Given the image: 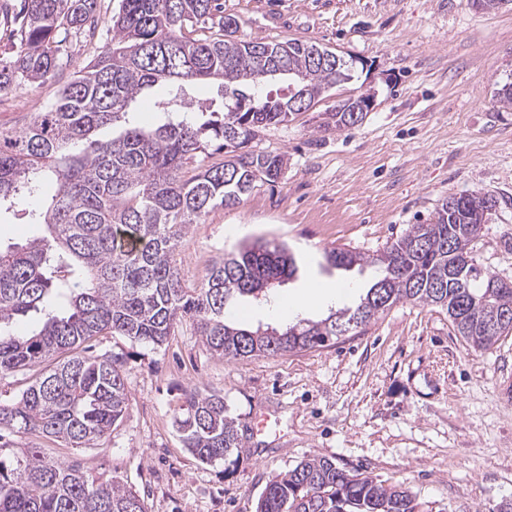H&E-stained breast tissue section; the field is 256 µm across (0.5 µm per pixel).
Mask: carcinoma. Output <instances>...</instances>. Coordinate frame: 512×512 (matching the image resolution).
Instances as JSON below:
<instances>
[{
  "instance_id": "obj_1",
  "label": "carcinoma",
  "mask_w": 512,
  "mask_h": 512,
  "mask_svg": "<svg viewBox=\"0 0 512 512\" xmlns=\"http://www.w3.org/2000/svg\"><path fill=\"white\" fill-rule=\"evenodd\" d=\"M94 61L65 81L54 103L18 134L0 136V212L43 224L48 235L0 246V375L45 365L21 398L0 402V430L39 433L84 447L101 440L128 410L125 362L89 355L102 334L159 346L184 320L227 360L321 348L342 332L365 329L401 301L440 307L470 347L487 351L512 333V281L484 270L468 227L481 229L491 201L451 195L432 222L415 224L370 258L346 248L323 252L326 266L348 271L362 262L383 269L386 299L375 286L359 303L318 321L282 330L240 327L231 320L245 297L269 296L268 284L296 278L300 260L284 243L258 238L216 263L200 288L182 281L174 256L188 229L216 206L238 205L257 183H274L288 164L282 153L252 148L257 133L284 124L294 94L259 99L255 88L288 81L319 102L354 78L353 63L317 44L266 41L241 34L222 0H118ZM97 0H0V34L12 60L0 62V94L14 84L57 79L67 66L65 43L93 37L102 24ZM331 57L313 62L314 52ZM287 70L259 77L262 62ZM223 89L212 120L193 107L186 86ZM162 88L165 121L145 126L130 108L147 89ZM118 122L108 140L94 133ZM224 153L209 162L210 148ZM190 159L196 168L185 170ZM58 186L46 208L24 207L44 180ZM34 312L41 327L15 337L14 320ZM176 431L200 463L224 460L241 434L224 397L185 394ZM0 512H146L143 499L118 480L100 481L39 449L0 457ZM255 512H417L413 495L331 459H306L274 476Z\"/></svg>"
}]
</instances>
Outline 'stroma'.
<instances>
[{
	"label": "stroma",
	"instance_id": "stroma-1",
	"mask_svg": "<svg viewBox=\"0 0 512 512\" xmlns=\"http://www.w3.org/2000/svg\"><path fill=\"white\" fill-rule=\"evenodd\" d=\"M224 11L247 37L306 40L362 64L343 90L259 133L254 148L286 154L288 166L190 226L176 255L186 285L202 286L244 240L283 241L305 266L275 294L349 289L307 311L320 319L380 275L325 268L324 250L375 254L430 223L448 196L475 191L497 202L476 257L512 280V107L495 97L512 81V2L484 11L472 0H224ZM57 91L49 81L1 95L0 133H19ZM362 93L373 99L362 122L324 128L338 100ZM94 345L126 361L123 422L87 448L17 434L1 457L41 449L127 484L147 512H255L273 476L321 457L409 489L422 512H498L512 501V335L472 350L439 307L401 302L364 333L284 356L224 359L188 323L155 348L109 336ZM191 388L223 395L238 424L267 415L278 426L243 432L226 459L200 463L174 424Z\"/></svg>",
	"mask_w": 512,
	"mask_h": 512
}]
</instances>
